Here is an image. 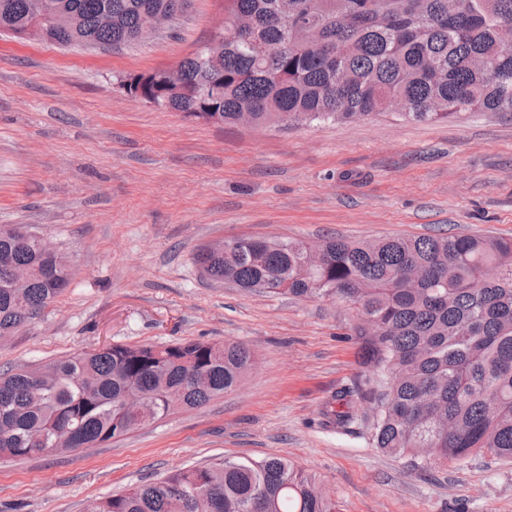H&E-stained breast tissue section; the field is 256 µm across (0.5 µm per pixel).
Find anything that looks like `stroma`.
Wrapping results in <instances>:
<instances>
[{
	"mask_svg": "<svg viewBox=\"0 0 512 512\" xmlns=\"http://www.w3.org/2000/svg\"><path fill=\"white\" fill-rule=\"evenodd\" d=\"M223 27L224 0H191L177 27L120 48L0 32V225L47 238L70 265L68 287L0 342V370L112 344L241 342L257 358L235 390L99 447L0 458V512H85L176 469L267 456L314 475L340 512H512L510 463L383 453L360 398L351 429L323 425L337 391L370 387L354 304L247 292L194 261L237 237L512 239V120L230 127L122 88Z\"/></svg>",
	"mask_w": 512,
	"mask_h": 512,
	"instance_id": "obj_1",
	"label": "stroma"
}]
</instances>
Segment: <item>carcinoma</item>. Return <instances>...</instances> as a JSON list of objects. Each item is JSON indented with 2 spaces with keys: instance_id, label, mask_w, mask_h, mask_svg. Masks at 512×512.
<instances>
[{
  "instance_id": "1",
  "label": "carcinoma",
  "mask_w": 512,
  "mask_h": 512,
  "mask_svg": "<svg viewBox=\"0 0 512 512\" xmlns=\"http://www.w3.org/2000/svg\"><path fill=\"white\" fill-rule=\"evenodd\" d=\"M0 0V31L64 47L138 41L146 14L177 0ZM224 53L202 48L169 69L128 77L161 108L236 125L350 122L390 111L446 121L462 111L512 116V0H224ZM320 27L317 50L298 20ZM242 27L231 30L234 22ZM0 228V338L65 288L54 251ZM319 251L324 264L305 256ZM202 274L235 288L356 305L357 336L374 369L371 445L414 463L488 455L512 462V239L482 235L319 243L252 240L200 248ZM243 343L110 345L0 373V456L75 451L122 437L181 407L234 390L252 367ZM142 412L123 416L127 397ZM355 388L336 392L323 425L357 420ZM87 512H337L336 500L282 457L225 459L93 500Z\"/></svg>"
}]
</instances>
